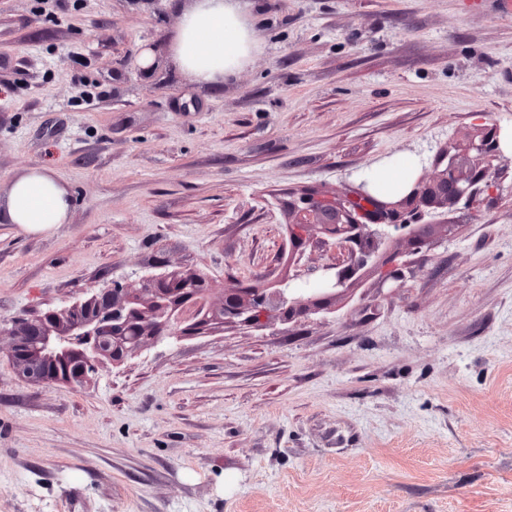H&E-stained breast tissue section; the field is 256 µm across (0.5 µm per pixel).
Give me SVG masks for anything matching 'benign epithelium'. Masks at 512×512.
<instances>
[{
  "label": "benign epithelium",
  "mask_w": 512,
  "mask_h": 512,
  "mask_svg": "<svg viewBox=\"0 0 512 512\" xmlns=\"http://www.w3.org/2000/svg\"><path fill=\"white\" fill-rule=\"evenodd\" d=\"M502 157L500 130L496 129L472 137L461 153L439 151L437 161L444 168L433 182L415 184L396 203L375 200L364 180L345 197L302 192L290 204L294 220L288 224L289 239L297 249L317 229L315 243L330 253L327 262L305 266L269 288H235L224 295L223 307L217 312L210 310L205 280L193 272L150 277L138 293L114 281L60 313L48 311L16 324L9 331L13 361L31 382L61 380L81 386L103 361L118 364L148 340L199 334L215 321L259 329L278 310L315 312L351 288L365 268L390 277L391 270L379 262V252L387 243L405 239L419 251L440 226L437 216L460 204L468 208L481 196L495 198L500 176L491 160ZM80 341L86 349L72 358L63 377L31 363L35 345L61 353L74 350Z\"/></svg>",
  "instance_id": "obj_1"
}]
</instances>
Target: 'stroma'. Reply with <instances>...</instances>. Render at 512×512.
Returning <instances> with one entry per match:
<instances>
[{"mask_svg":"<svg viewBox=\"0 0 512 512\" xmlns=\"http://www.w3.org/2000/svg\"><path fill=\"white\" fill-rule=\"evenodd\" d=\"M215 85L169 51L188 0H0V203L44 166L67 223H0V328L89 289L279 280L288 210L512 133L502 0H259ZM155 49L147 71L130 60ZM502 196L322 310L137 349L32 384L0 335V512H512V154Z\"/></svg>","mask_w":512,"mask_h":512,"instance_id":"1","label":"stroma"}]
</instances>
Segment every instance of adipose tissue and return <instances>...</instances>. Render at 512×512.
Listing matches in <instances>:
<instances>
[{
  "label": "adipose tissue",
  "mask_w": 512,
  "mask_h": 512,
  "mask_svg": "<svg viewBox=\"0 0 512 512\" xmlns=\"http://www.w3.org/2000/svg\"><path fill=\"white\" fill-rule=\"evenodd\" d=\"M256 48V33L240 0H193L181 13L171 45L181 69L209 83L234 77ZM71 206L58 176L37 167L13 181L0 207V223L16 225L25 234L48 233L66 223Z\"/></svg>",
  "instance_id": "ef3b65f1"
}]
</instances>
